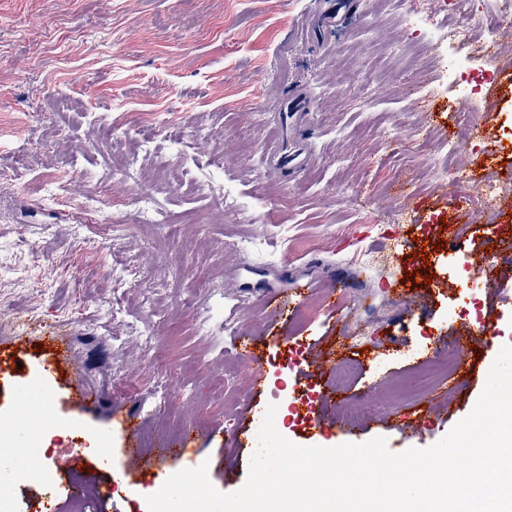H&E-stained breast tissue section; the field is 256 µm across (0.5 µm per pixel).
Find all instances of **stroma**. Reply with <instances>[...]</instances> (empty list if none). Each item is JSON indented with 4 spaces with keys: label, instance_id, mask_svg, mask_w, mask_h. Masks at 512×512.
Here are the masks:
<instances>
[{
    "label": "stroma",
    "instance_id": "obj_1",
    "mask_svg": "<svg viewBox=\"0 0 512 512\" xmlns=\"http://www.w3.org/2000/svg\"><path fill=\"white\" fill-rule=\"evenodd\" d=\"M352 3L318 38L321 0H0V416L15 419L0 425L11 445L0 478L13 483L0 512H29L38 496L58 512H143L141 490L182 467L161 459L180 447L181 426L195 431L192 466L236 491L253 453L248 408L295 406L299 390L309 395L302 414L323 420L315 432L287 417L286 437L300 446L383 437L427 448L472 411L473 379L489 367L476 359L479 343L465 341L464 320L491 323L497 346L512 344V195L476 220L448 189L475 195L490 155L512 181V68L498 55L493 83L462 96L408 58L415 0ZM423 83L427 100L401 97ZM294 91L311 101L292 131L310 160L291 177L267 156ZM418 118L437 134L427 150L380 143L385 127L414 136ZM467 122L475 132L461 146L463 169L435 182L430 167ZM106 167L115 178L98 181ZM174 167L189 181L169 182ZM129 168L142 183L120 178ZM210 176L231 200L220 215L200 185ZM145 184L163 223L140 222L129 204ZM91 190L99 203L89 220L78 206ZM452 224L467 227L465 254L495 240L494 284L479 283L464 254L437 248ZM422 238L435 247L427 262ZM423 266L430 282L407 279ZM304 279L343 282L345 295L332 307L310 296L280 317L262 308L268 289ZM60 332L64 353L44 342ZM327 345L355 366L343 386L361 410L355 422L339 419L344 401L327 396L317 363ZM448 351L470 363L451 402L418 418L416 401L389 399L392 382ZM49 359L58 376L19 404L18 386ZM161 383L166 405L143 414ZM80 390L92 409L78 405ZM129 413L139 421L134 467L122 452ZM101 429L108 468L88 441ZM47 436L50 480L19 478ZM71 483L85 502L59 495Z\"/></svg>",
    "mask_w": 512,
    "mask_h": 512
}]
</instances>
